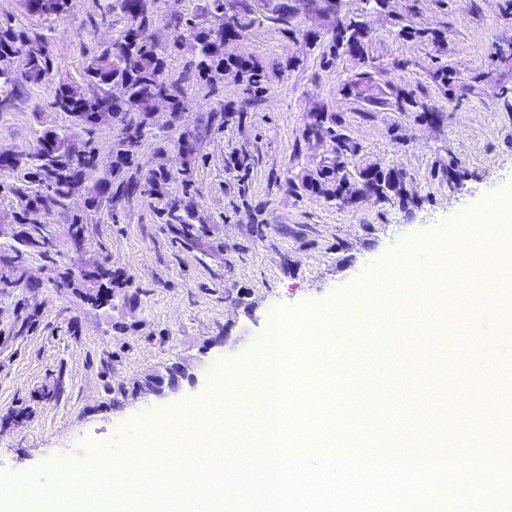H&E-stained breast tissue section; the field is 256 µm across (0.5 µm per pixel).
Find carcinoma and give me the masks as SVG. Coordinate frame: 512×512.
Returning <instances> with one entry per match:
<instances>
[{
  "label": "carcinoma",
  "instance_id": "obj_1",
  "mask_svg": "<svg viewBox=\"0 0 512 512\" xmlns=\"http://www.w3.org/2000/svg\"><path fill=\"white\" fill-rule=\"evenodd\" d=\"M142 0H114L112 9L119 10L127 20V29L120 41L112 44L93 59L92 65L102 69L104 78L99 83L106 84L105 77H116L127 82L128 94L125 99L115 101L106 95L85 96L71 88L61 87L56 93L54 104L63 112H69L80 118L87 125H94L95 112L106 108L111 112H129L133 109H145L157 95L165 94L174 103H181V88L165 82L162 77V65L158 58L156 44L152 39L149 24H142L139 10ZM237 33V23L222 22L217 28L200 35L201 59L197 67L204 70L210 63L224 57V42ZM361 27L351 22L342 27L329 45V52H336L346 46L353 48L358 43ZM0 94L9 97L20 85L14 77L15 70L23 66L31 74V82H40L39 73H49L50 60L44 53L35 57L28 52V44L20 37L6 31L0 34ZM317 135L328 134L336 141V163L320 172V179L312 184L318 192L336 195L341 189L340 175L346 172L344 156L350 150L345 134L319 122L314 130ZM64 144L57 143L56 154L51 155L42 147L36 154L35 167L39 180L45 184L51 198L59 203L69 193L67 156L63 153Z\"/></svg>",
  "mask_w": 512,
  "mask_h": 512
}]
</instances>
